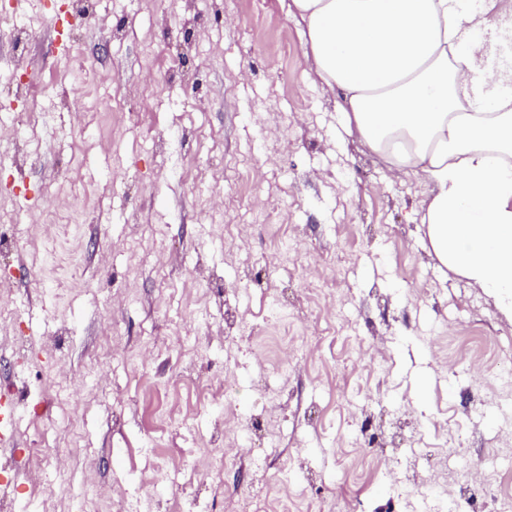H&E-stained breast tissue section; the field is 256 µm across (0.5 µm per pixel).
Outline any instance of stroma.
<instances>
[{"mask_svg":"<svg viewBox=\"0 0 512 512\" xmlns=\"http://www.w3.org/2000/svg\"><path fill=\"white\" fill-rule=\"evenodd\" d=\"M92 2L26 0L0 55V119L48 115L0 138V512H430L434 480L495 512L512 321L347 135L291 0ZM222 448L220 485L183 457Z\"/></svg>","mask_w":512,"mask_h":512,"instance_id":"obj_1","label":"stroma"}]
</instances>
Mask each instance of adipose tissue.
Wrapping results in <instances>:
<instances>
[{
    "label": "adipose tissue",
    "instance_id": "obj_1",
    "mask_svg": "<svg viewBox=\"0 0 512 512\" xmlns=\"http://www.w3.org/2000/svg\"><path fill=\"white\" fill-rule=\"evenodd\" d=\"M306 58L347 129L430 188L439 262L512 319V0H292Z\"/></svg>",
    "mask_w": 512,
    "mask_h": 512
}]
</instances>
